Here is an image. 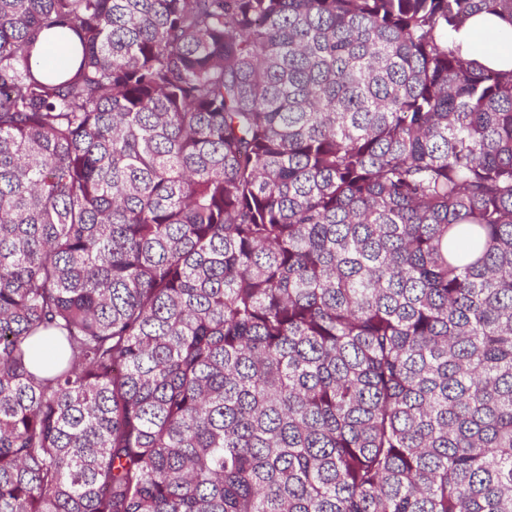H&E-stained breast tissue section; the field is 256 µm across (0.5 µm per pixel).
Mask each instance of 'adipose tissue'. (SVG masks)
<instances>
[{
  "mask_svg": "<svg viewBox=\"0 0 512 512\" xmlns=\"http://www.w3.org/2000/svg\"><path fill=\"white\" fill-rule=\"evenodd\" d=\"M452 46L480 64L500 71H512V26L500 17L483 12L453 33Z\"/></svg>",
  "mask_w": 512,
  "mask_h": 512,
  "instance_id": "1",
  "label": "adipose tissue"
}]
</instances>
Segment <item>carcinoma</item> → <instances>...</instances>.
Wrapping results in <instances>:
<instances>
[{
	"mask_svg": "<svg viewBox=\"0 0 512 512\" xmlns=\"http://www.w3.org/2000/svg\"><path fill=\"white\" fill-rule=\"evenodd\" d=\"M484 11L0 0V512H512ZM75 50L74 43H56L52 37L42 39L38 45L39 67L46 70L62 67L63 71L71 74L76 69Z\"/></svg>",
	"mask_w": 512,
	"mask_h": 512,
	"instance_id": "obj_1",
	"label": "carcinoma"
}]
</instances>
